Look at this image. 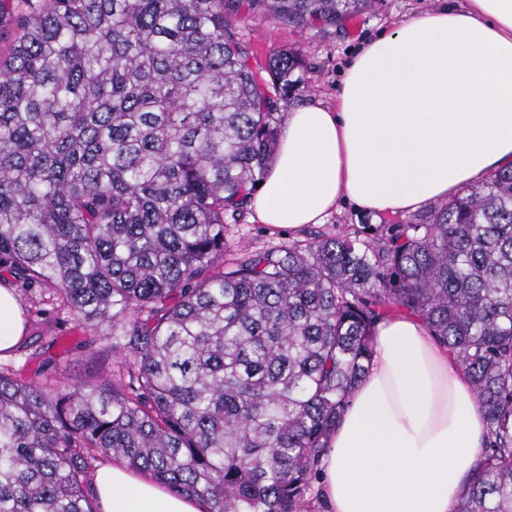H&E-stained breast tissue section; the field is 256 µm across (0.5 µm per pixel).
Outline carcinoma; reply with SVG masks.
<instances>
[{
	"instance_id": "cac0c4a2",
	"label": "carcinoma",
	"mask_w": 512,
	"mask_h": 512,
	"mask_svg": "<svg viewBox=\"0 0 512 512\" xmlns=\"http://www.w3.org/2000/svg\"><path fill=\"white\" fill-rule=\"evenodd\" d=\"M372 6L0 0V264L122 359L55 389L0 365V512H97L87 476L112 457L206 512H311L393 312L448 348L489 425L456 512H512V166L373 239L229 250L302 67L252 62L232 16Z\"/></svg>"
}]
</instances>
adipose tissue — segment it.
Returning <instances> with one entry per match:
<instances>
[{"label": "adipose tissue", "mask_w": 512, "mask_h": 512, "mask_svg": "<svg viewBox=\"0 0 512 512\" xmlns=\"http://www.w3.org/2000/svg\"><path fill=\"white\" fill-rule=\"evenodd\" d=\"M512 164V0H450L363 47L333 106L286 115L250 205L272 231L342 202L412 212ZM369 369L322 461L325 512H455L488 429L469 379L426 325L379 322ZM101 512H203L194 498L99 464Z\"/></svg>", "instance_id": "adipose-tissue-1"}]
</instances>
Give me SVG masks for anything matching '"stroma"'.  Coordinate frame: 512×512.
Listing matches in <instances>:
<instances>
[{
    "label": "stroma",
    "mask_w": 512,
    "mask_h": 512,
    "mask_svg": "<svg viewBox=\"0 0 512 512\" xmlns=\"http://www.w3.org/2000/svg\"><path fill=\"white\" fill-rule=\"evenodd\" d=\"M446 0H376L369 11L343 20L308 29H299L263 13L236 16L234 24L256 61H266L279 51L300 49L305 62L301 73L303 85L291 101V107L323 103L334 104L341 75L365 42L391 31L407 17L430 12ZM409 214L374 215L354 204L340 206L325 223L303 231L268 232L244 213L229 245L243 247L281 246L309 240L320 234L360 231L362 237L378 235L383 228L404 224ZM0 286L15 294L27 322L23 340L7 354H0V364L11 365L18 378L48 388L60 387L79 379H111L117 372L119 356L107 352L99 331L73 320L59 319L53 308L36 312L31 293L17 283L10 270L0 265Z\"/></svg>",
    "instance_id": "stroma-1"
}]
</instances>
